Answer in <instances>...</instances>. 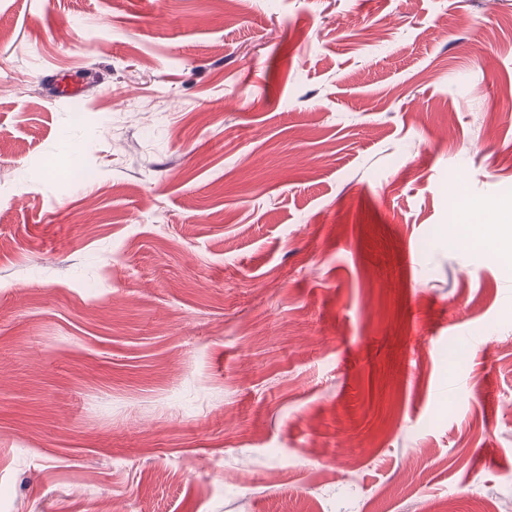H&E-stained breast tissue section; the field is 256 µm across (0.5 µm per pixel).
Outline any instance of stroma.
I'll list each match as a JSON object with an SVG mask.
<instances>
[{"mask_svg": "<svg viewBox=\"0 0 512 512\" xmlns=\"http://www.w3.org/2000/svg\"><path fill=\"white\" fill-rule=\"evenodd\" d=\"M463 201L512 231V0H0V512L512 501Z\"/></svg>", "mask_w": 512, "mask_h": 512, "instance_id": "1", "label": "stroma"}]
</instances>
